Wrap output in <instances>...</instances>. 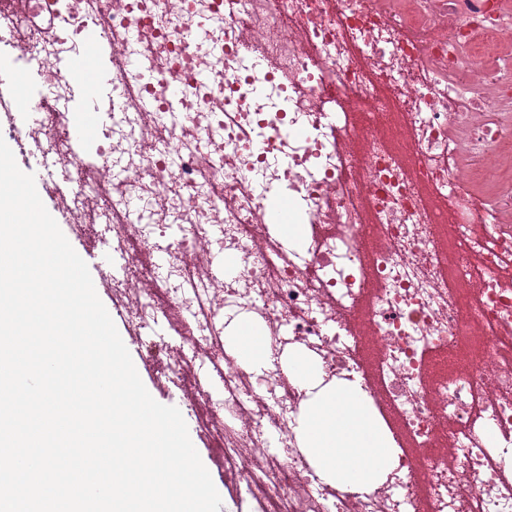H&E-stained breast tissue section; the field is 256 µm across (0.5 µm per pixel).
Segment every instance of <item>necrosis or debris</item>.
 Instances as JSON below:
<instances>
[{
	"mask_svg": "<svg viewBox=\"0 0 512 512\" xmlns=\"http://www.w3.org/2000/svg\"><path fill=\"white\" fill-rule=\"evenodd\" d=\"M95 27L113 61L112 128L93 158L66 146L79 48ZM0 43L52 84L42 140L69 169L56 195L86 200L113 172L109 213L149 201L170 278L132 257V321L155 304L181 317L184 349L143 344L180 378L198 354L223 362V401L191 387L220 462L266 512H324L290 443L303 399L275 369L230 357L223 312L254 314L272 347L316 355L327 379L359 383L396 462L371 493L334 492L331 512H512V9L503 0H0ZM225 72L200 86V71ZM184 96L171 102L168 87ZM176 111L185 125L161 127ZM303 201V257L270 238L267 195ZM220 230L234 273L213 288L198 266Z\"/></svg>",
	"mask_w": 512,
	"mask_h": 512,
	"instance_id": "obj_1",
	"label": "necrosis or debris"
}]
</instances>
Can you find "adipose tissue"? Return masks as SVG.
Wrapping results in <instances>:
<instances>
[{
    "instance_id": "obj_1",
    "label": "adipose tissue",
    "mask_w": 512,
    "mask_h": 512,
    "mask_svg": "<svg viewBox=\"0 0 512 512\" xmlns=\"http://www.w3.org/2000/svg\"><path fill=\"white\" fill-rule=\"evenodd\" d=\"M287 369L295 387L312 393L301 405L300 429L302 453L316 475L342 491H373L390 451L365 392L355 382L319 387V367L301 353L289 360Z\"/></svg>"
}]
</instances>
